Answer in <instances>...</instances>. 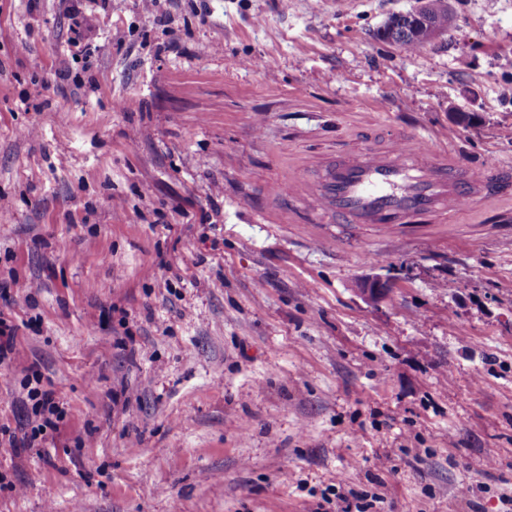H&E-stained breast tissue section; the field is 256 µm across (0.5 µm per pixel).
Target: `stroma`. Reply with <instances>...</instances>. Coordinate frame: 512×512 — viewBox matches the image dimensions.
Returning a JSON list of instances; mask_svg holds the SVG:
<instances>
[{
    "label": "stroma",
    "instance_id": "35a3bbf8",
    "mask_svg": "<svg viewBox=\"0 0 512 512\" xmlns=\"http://www.w3.org/2000/svg\"><path fill=\"white\" fill-rule=\"evenodd\" d=\"M0 0V512H512V0ZM96 48L86 56L85 45ZM446 145L423 224L333 222L341 154ZM387 278L372 304L363 281ZM421 16L423 21L438 34L448 31L450 22L448 24V8L444 0H429L427 12ZM419 25L420 22L413 16L412 12L396 15L386 22L381 37L406 51H410L424 42L419 37ZM35 385L28 388L27 397L34 401L36 419L29 423L30 430L21 429L19 437L15 432L8 437L12 448H33L35 444L45 442L48 436H52L57 429V421L61 417V410L51 389H44L41 385V377L34 376Z\"/></svg>",
    "mask_w": 512,
    "mask_h": 512
}]
</instances>
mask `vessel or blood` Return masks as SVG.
<instances>
[{
  "label": "vessel or blood",
  "mask_w": 512,
  "mask_h": 512,
  "mask_svg": "<svg viewBox=\"0 0 512 512\" xmlns=\"http://www.w3.org/2000/svg\"><path fill=\"white\" fill-rule=\"evenodd\" d=\"M320 203L348 221L395 222L436 208L451 212L470 203L466 178L435 155L424 140H400L385 153L337 158L322 180Z\"/></svg>",
  "instance_id": "1"
}]
</instances>
